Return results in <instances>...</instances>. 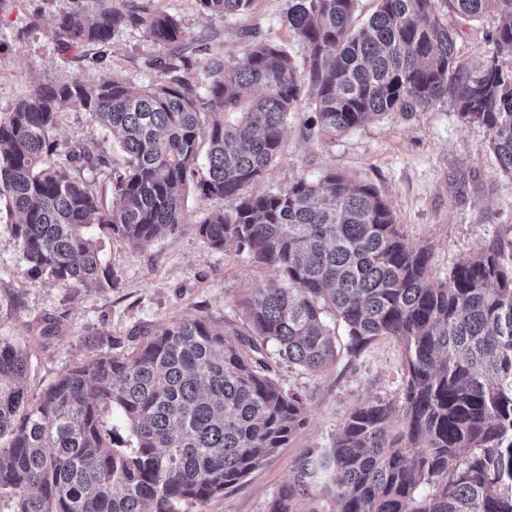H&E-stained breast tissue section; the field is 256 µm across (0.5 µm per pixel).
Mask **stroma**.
<instances>
[{
	"label": "stroma",
	"instance_id": "1",
	"mask_svg": "<svg viewBox=\"0 0 512 512\" xmlns=\"http://www.w3.org/2000/svg\"><path fill=\"white\" fill-rule=\"evenodd\" d=\"M80 0H0V113L34 88L64 81L92 82L122 74L132 86L156 82L152 59L168 57L143 29L129 27L107 46L85 45L62 52L55 19L63 6ZM151 7L178 16L195 41L186 55L194 68L209 58L244 59L247 33L284 43L297 71H304L308 49L285 22L288 0H259L251 13L224 18L203 12L197 0H150ZM439 15L461 34V60L475 63L493 50V16L462 17L448 8ZM312 115L301 102L289 117L282 156L266 175L246 186L249 194L283 188L336 170L374 185L391 205L408 245L432 248L431 280L446 278L452 267L491 238L506 243L512 259V175L503 172L490 150L487 130L463 121L451 99L419 112H389L333 139L309 134ZM59 156L81 147L105 155L106 165L79 169V177L115 199L112 171L122 160L112 150V133L70 102L56 114ZM228 200H204L189 194L182 224L152 242L134 247L118 237L103 240V254L117 281L110 288L72 284L26 274L10 232L13 215L0 210V340L29 355L25 385L38 394L58 374L92 354L90 337H100L104 351L131 350L140 335L193 317H206L225 332L248 334L245 299L276 275L234 251L211 249L197 228L206 215L228 207ZM280 383L305 402L304 426L287 448L253 470L240 484L204 503L185 502L180 512H267L278 488L292 478L306 448L332 444L358 404L397 400L402 385V355L396 342L380 338L361 353L340 352L335 364L312 376L270 358Z\"/></svg>",
	"mask_w": 512,
	"mask_h": 512
}]
</instances>
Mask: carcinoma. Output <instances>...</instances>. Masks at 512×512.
Masks as SVG:
<instances>
[{
    "instance_id": "obj_1",
    "label": "carcinoma",
    "mask_w": 512,
    "mask_h": 512,
    "mask_svg": "<svg viewBox=\"0 0 512 512\" xmlns=\"http://www.w3.org/2000/svg\"><path fill=\"white\" fill-rule=\"evenodd\" d=\"M55 22L60 47L105 45L138 26L178 49L160 78L137 90L122 76L40 86L0 114V203L26 273L75 287L110 288L101 232L138 247L183 222L189 186L233 199L199 236L235 249L277 278L244 301L251 333L206 318L172 323L127 354H95L31 396L28 356L0 341V491L14 512H179L238 484L304 425V401L271 374L274 354L317 375L336 362L331 315L358 351L397 342V401L354 408L329 448L302 451L268 512H512V265L493 239L430 282L431 249L409 246L388 202L336 170L283 190L245 195L281 155L288 117L313 105L319 137L334 138L386 112H415L451 96L483 126L512 174V0H377L353 27L358 0H289L288 29L308 48L299 78L286 47L254 38L244 63L214 57L200 96L183 52L193 39L177 15L147 3L86 0ZM259 0H198L230 17ZM496 16L495 52L460 61L459 33L439 4ZM75 102L112 129L123 167L108 207L71 163L55 160L56 114ZM121 412L127 446L104 413Z\"/></svg>"
}]
</instances>
